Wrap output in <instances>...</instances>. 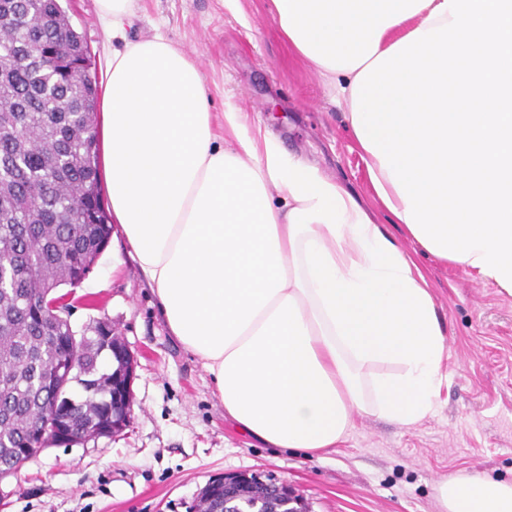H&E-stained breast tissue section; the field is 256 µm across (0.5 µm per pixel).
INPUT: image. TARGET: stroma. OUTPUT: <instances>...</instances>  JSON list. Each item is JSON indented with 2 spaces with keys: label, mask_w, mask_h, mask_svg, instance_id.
Here are the masks:
<instances>
[{
  "label": "stroma",
  "mask_w": 512,
  "mask_h": 512,
  "mask_svg": "<svg viewBox=\"0 0 512 512\" xmlns=\"http://www.w3.org/2000/svg\"><path fill=\"white\" fill-rule=\"evenodd\" d=\"M104 74L113 38L97 0H59ZM163 35L196 61L212 110L243 102L249 128L271 131L291 155L316 164L358 197L421 268L447 343L448 377L433 412L407 427L359 414L335 451L270 448L225 420L208 372L171 336L120 229L74 290V327L103 320L136 359L128 426L114 437L43 449L0 479V512H186L211 477L269 474L311 512H439L437 481L459 473L512 480V296L444 263L408 238L370 181L346 104L288 45L269 0H138L126 35Z\"/></svg>",
  "instance_id": "obj_1"
}]
</instances>
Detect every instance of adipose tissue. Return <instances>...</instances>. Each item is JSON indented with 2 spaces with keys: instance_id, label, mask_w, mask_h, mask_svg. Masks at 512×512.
I'll list each match as a JSON object with an SVG mask.
<instances>
[{
  "instance_id": "1",
  "label": "adipose tissue",
  "mask_w": 512,
  "mask_h": 512,
  "mask_svg": "<svg viewBox=\"0 0 512 512\" xmlns=\"http://www.w3.org/2000/svg\"><path fill=\"white\" fill-rule=\"evenodd\" d=\"M349 110L378 197L427 253L512 294V0H270ZM164 36L113 52L97 129L113 223L224 417L326 453L354 413L412 426L448 378L424 275L356 196L224 107ZM386 364L392 371L375 374ZM512 512V480L439 481Z\"/></svg>"
}]
</instances>
